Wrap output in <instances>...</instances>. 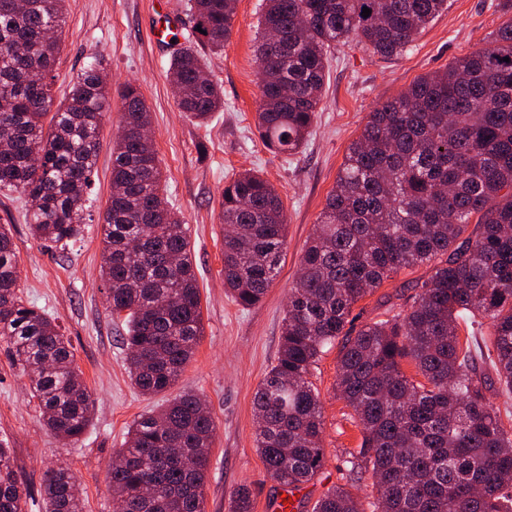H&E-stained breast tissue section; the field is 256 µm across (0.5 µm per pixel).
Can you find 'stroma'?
Instances as JSON below:
<instances>
[{
  "label": "stroma",
  "mask_w": 512,
  "mask_h": 512,
  "mask_svg": "<svg viewBox=\"0 0 512 512\" xmlns=\"http://www.w3.org/2000/svg\"><path fill=\"white\" fill-rule=\"evenodd\" d=\"M501 0H448L447 9L417 35L402 55L365 54L355 44L337 45L328 55L326 93L303 153L275 154L256 129L261 0H237L232 35L213 53L194 29L189 0H168L182 26L183 41L202 57L220 85L224 107L207 125L179 108L168 74L170 51L157 48L148 19L153 0H67L57 56L55 101L65 100L83 68L100 58L112 100L100 129V150L87 191L80 236L66 246H47L25 219L28 198L0 190V225L10 229L23 300L55 318L70 340L75 364L95 399L82 439L70 443L51 434L21 371L0 349V442L11 448L19 479L28 490L25 512H44L42 476L50 463L67 464L85 499L84 512H116L109 488V463L122 448L139 415L163 403L134 390L128 378L120 331L106 301L99 224L112 181V146L119 130L121 92L139 85L151 115V136L166 179L168 197L180 213L195 258L204 334L171 395L199 394L215 421L205 486V512H229L233 493L247 486L253 512H279L283 487L267 472L255 448L253 395L281 348L288 289L327 196L336 185L350 143L382 102L429 72L486 45L512 19ZM254 171L272 183L287 216V238L276 280L262 303L243 307L224 291L221 192L225 182ZM429 265L400 271L353 309L354 328L386 318L399 306L406 286L426 278ZM337 349L324 353L312 371L323 404L321 472L297 491L294 512H313L330 488L344 485L361 501L372 498V480H349L339 465L362 441L351 410L336 396Z\"/></svg>",
  "instance_id": "stroma-1"
}]
</instances>
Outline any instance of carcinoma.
Listing matches in <instances>:
<instances>
[{
	"instance_id": "1",
	"label": "carcinoma",
	"mask_w": 512,
	"mask_h": 512,
	"mask_svg": "<svg viewBox=\"0 0 512 512\" xmlns=\"http://www.w3.org/2000/svg\"><path fill=\"white\" fill-rule=\"evenodd\" d=\"M67 0H0V190L36 201L34 236L66 245L81 234L84 195L109 106L103 62L85 67L65 102L52 86ZM213 50L229 41L236 0H191ZM448 0H265L256 51V127L276 154L304 148L325 90L328 51L353 42L374 56L405 52ZM371 15L363 17V8ZM55 36L45 35L47 31ZM511 61L505 62L503 58ZM192 50L173 54L180 109L200 123L224 106ZM122 97L112 149V194L101 224L102 275L123 317L131 384L166 393L203 336L199 288L182 221L170 207L138 86ZM225 292L244 307L266 296L283 253L287 218L266 179L244 172L224 185ZM473 230H468L471 220ZM432 264L406 307L350 327L353 306L401 270ZM487 327L491 345H461L459 321ZM0 342L27 375L44 425L80 440L93 395L70 341L20 296L11 232L0 225ZM339 344L336 392L361 427L342 468L372 473L363 505L341 487L313 512H512V412L486 396L491 368L512 399V21L486 46L427 73L383 102L348 147L336 187L288 289L276 364L258 385L256 449L282 486L300 489L322 469L324 417L311 369ZM414 363L422 380L408 377ZM215 425L185 392L139 416L111 462L118 512H205ZM10 449L0 443V512H23ZM45 512H83L70 468L41 484ZM230 512H253L239 487Z\"/></svg>"
}]
</instances>
